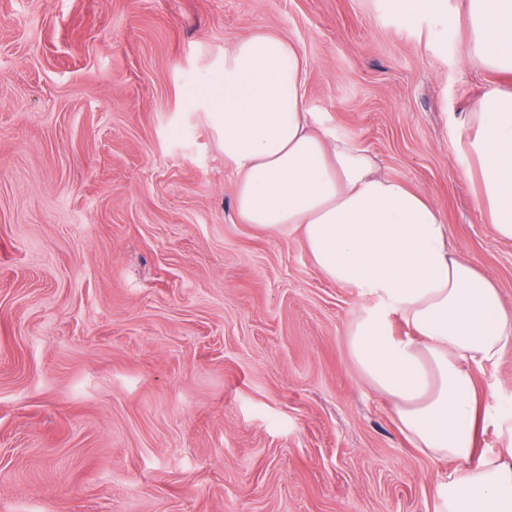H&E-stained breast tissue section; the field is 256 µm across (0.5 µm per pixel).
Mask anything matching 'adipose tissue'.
I'll return each mask as SVG.
<instances>
[{
  "label": "adipose tissue",
  "mask_w": 512,
  "mask_h": 512,
  "mask_svg": "<svg viewBox=\"0 0 512 512\" xmlns=\"http://www.w3.org/2000/svg\"><path fill=\"white\" fill-rule=\"evenodd\" d=\"M463 19L474 57L512 74V0H466ZM205 91L238 173L242 222L271 234L299 226L325 278L376 299L348 323L346 351L414 448L456 460L438 482L437 512H512V411L475 383L512 349V310L494 279L449 247L426 196L380 174L353 138L314 128L290 41L270 32L239 40ZM465 146L478 163L480 204L512 242V91L469 113ZM396 316L404 335L393 333ZM481 422L494 427V447L476 449Z\"/></svg>",
  "instance_id": "1"
}]
</instances>
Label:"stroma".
I'll return each mask as SVG.
<instances>
[{"label":"stroma","instance_id":"1","mask_svg":"<svg viewBox=\"0 0 512 512\" xmlns=\"http://www.w3.org/2000/svg\"><path fill=\"white\" fill-rule=\"evenodd\" d=\"M463 0H0V512H435L424 456L344 347L365 292L235 213L207 78L256 33L316 127L426 195L512 308L457 141L512 75ZM512 407V350L479 375Z\"/></svg>","mask_w":512,"mask_h":512}]
</instances>
